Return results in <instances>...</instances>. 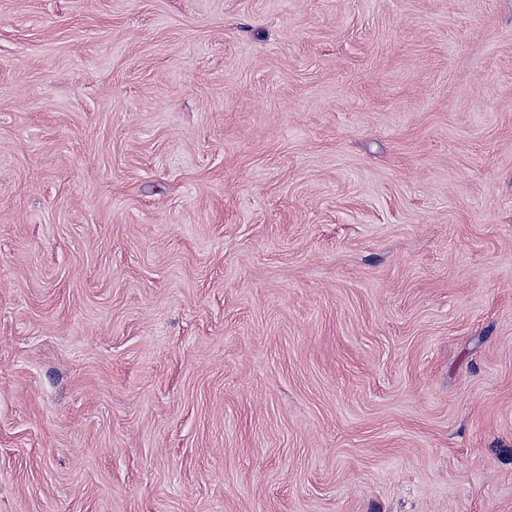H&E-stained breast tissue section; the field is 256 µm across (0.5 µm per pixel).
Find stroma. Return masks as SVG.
<instances>
[{
  "label": "stroma",
  "mask_w": 512,
  "mask_h": 512,
  "mask_svg": "<svg viewBox=\"0 0 512 512\" xmlns=\"http://www.w3.org/2000/svg\"><path fill=\"white\" fill-rule=\"evenodd\" d=\"M0 512H512V0H0Z\"/></svg>",
  "instance_id": "stroma-1"
}]
</instances>
